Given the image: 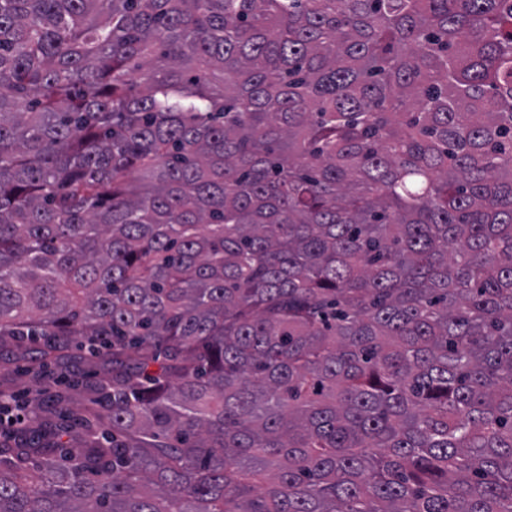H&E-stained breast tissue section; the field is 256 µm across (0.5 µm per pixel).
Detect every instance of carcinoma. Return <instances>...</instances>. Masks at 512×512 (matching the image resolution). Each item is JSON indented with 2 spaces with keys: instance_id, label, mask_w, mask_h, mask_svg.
Listing matches in <instances>:
<instances>
[{
  "instance_id": "cac0c4a2",
  "label": "carcinoma",
  "mask_w": 512,
  "mask_h": 512,
  "mask_svg": "<svg viewBox=\"0 0 512 512\" xmlns=\"http://www.w3.org/2000/svg\"><path fill=\"white\" fill-rule=\"evenodd\" d=\"M0 512H512V0H0ZM96 380L95 368H90L85 361L77 359L66 366L48 365L41 371L30 362L12 361L9 365L0 363V389H10L16 393H25L29 389H43V405L40 415L53 416L54 410L51 403L52 397L58 392L67 391L70 408L76 413L82 414L84 408L89 405L90 392L83 389L86 384ZM79 384L72 389L73 384ZM83 385V387H82Z\"/></svg>"
}]
</instances>
